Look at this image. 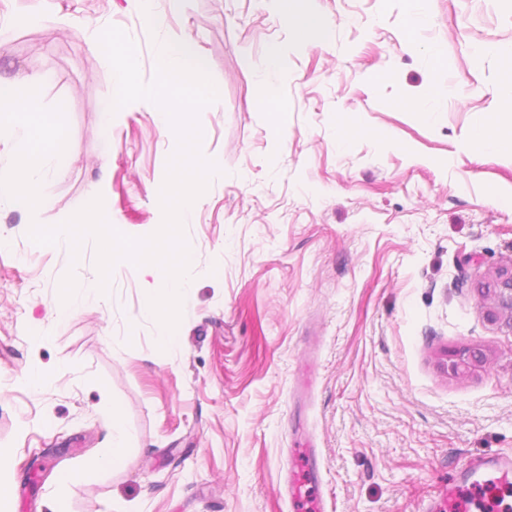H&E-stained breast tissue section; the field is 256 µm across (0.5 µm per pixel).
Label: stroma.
<instances>
[{"label":"stroma","mask_w":512,"mask_h":512,"mask_svg":"<svg viewBox=\"0 0 512 512\" xmlns=\"http://www.w3.org/2000/svg\"><path fill=\"white\" fill-rule=\"evenodd\" d=\"M46 9L47 24L20 23ZM325 35L308 43L270 0H0V78L32 75L63 139L33 213L0 202V479L11 512H290L291 450L309 436L324 512H420L483 457H512V332L479 296L512 263V158L465 141L512 103V0H425L414 46L405 0H312ZM135 42L144 80L169 40L193 36L220 86L199 114L202 152L223 171L185 226L195 260L176 349L141 313L127 262L108 293L63 325L48 313L67 271L94 274V241L33 244L89 194L143 237L162 222L170 155L149 102L105 118L112 70L88 40ZM279 43L288 80L280 134L249 59ZM441 51L443 66L433 53ZM449 93L423 119L425 86ZM358 116L343 140L341 114ZM111 135H104V121ZM41 336H32L33 327ZM489 367L455 375L445 351ZM39 370L43 390L26 382ZM132 440L122 467L98 454L113 408ZM82 469L60 484V474ZM446 366L453 373H464L475 367L485 366L488 363V358L478 348L465 346L446 354Z\"/></svg>","instance_id":"obj_1"}]
</instances>
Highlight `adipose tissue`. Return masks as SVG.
I'll use <instances>...</instances> for the list:
<instances>
[{
    "mask_svg": "<svg viewBox=\"0 0 512 512\" xmlns=\"http://www.w3.org/2000/svg\"><path fill=\"white\" fill-rule=\"evenodd\" d=\"M281 57L282 48L275 45L252 64L264 89L266 105L274 113L284 108L278 95L280 83L287 78ZM505 127L512 128L511 105L497 109L491 125L471 131L468 139L483 150L512 156V139L501 135ZM16 129L22 136L10 164L0 168V199L15 201L34 213L49 203L44 164L55 150L56 131L50 114L34 96L20 95L10 81L0 79V137Z\"/></svg>",
    "mask_w": 512,
    "mask_h": 512,
    "instance_id": "obj_1",
    "label": "adipose tissue"
}]
</instances>
